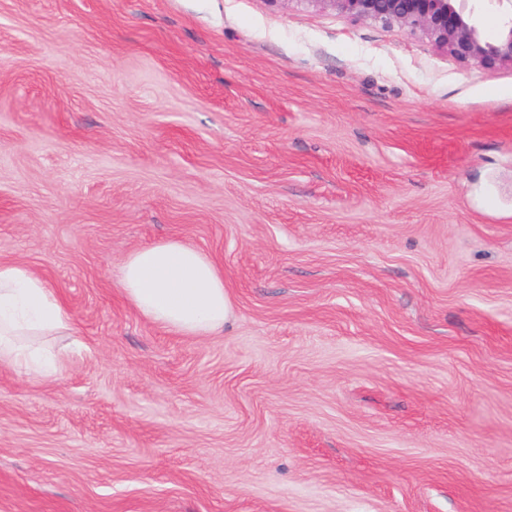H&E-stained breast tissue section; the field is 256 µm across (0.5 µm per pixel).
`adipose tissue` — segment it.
Returning <instances> with one entry per match:
<instances>
[{
  "instance_id": "ef3b65f1",
  "label": "adipose tissue",
  "mask_w": 512,
  "mask_h": 512,
  "mask_svg": "<svg viewBox=\"0 0 512 512\" xmlns=\"http://www.w3.org/2000/svg\"><path fill=\"white\" fill-rule=\"evenodd\" d=\"M119 286L142 317L184 336L221 333L234 311L222 268L174 239L131 251ZM72 332L65 304L38 274L20 263L0 262V367L58 378V360L38 340Z\"/></svg>"
}]
</instances>
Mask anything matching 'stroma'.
<instances>
[{
    "label": "stroma",
    "mask_w": 512,
    "mask_h": 512,
    "mask_svg": "<svg viewBox=\"0 0 512 512\" xmlns=\"http://www.w3.org/2000/svg\"><path fill=\"white\" fill-rule=\"evenodd\" d=\"M181 240L234 317L119 270ZM0 512H512V69L299 0H0ZM119 287L142 317L184 336L219 334L234 311L222 268L174 239L131 251L121 266ZM63 334L73 335V327L60 296L28 266L0 262V367L58 378V360L38 339Z\"/></svg>",
    "instance_id": "stroma-1"
}]
</instances>
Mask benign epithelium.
Returning <instances> with one entry per match:
<instances>
[{
    "instance_id": "1",
    "label": "benign epithelium",
    "mask_w": 512,
    "mask_h": 512,
    "mask_svg": "<svg viewBox=\"0 0 512 512\" xmlns=\"http://www.w3.org/2000/svg\"><path fill=\"white\" fill-rule=\"evenodd\" d=\"M383 27L403 26L419 33L463 64L487 69L512 67V0H299ZM502 22L493 34L482 23L487 6Z\"/></svg>"
}]
</instances>
